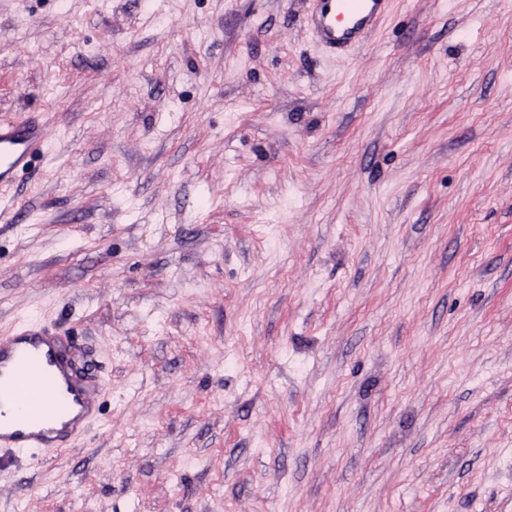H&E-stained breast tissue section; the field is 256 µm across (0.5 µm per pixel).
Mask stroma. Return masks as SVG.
<instances>
[{"instance_id": "1", "label": "stroma", "mask_w": 512, "mask_h": 512, "mask_svg": "<svg viewBox=\"0 0 512 512\" xmlns=\"http://www.w3.org/2000/svg\"><path fill=\"white\" fill-rule=\"evenodd\" d=\"M0 0V336L96 414L0 512H512V0ZM388 4L389 0H319L310 13V27L326 47L345 51L361 43ZM49 127L39 119L23 124H0V188L9 187L16 178L42 158L49 140Z\"/></svg>"}]
</instances>
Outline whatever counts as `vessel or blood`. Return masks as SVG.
I'll return each mask as SVG.
<instances>
[{
    "label": "vessel or blood",
    "mask_w": 512,
    "mask_h": 512,
    "mask_svg": "<svg viewBox=\"0 0 512 512\" xmlns=\"http://www.w3.org/2000/svg\"><path fill=\"white\" fill-rule=\"evenodd\" d=\"M389 0H319L309 23L328 48L345 51L386 13ZM50 136L45 122L0 124V188L42 158ZM60 340L38 323L0 338V457L59 451L82 436L93 416L92 399L74 379Z\"/></svg>",
    "instance_id": "1"
}]
</instances>
